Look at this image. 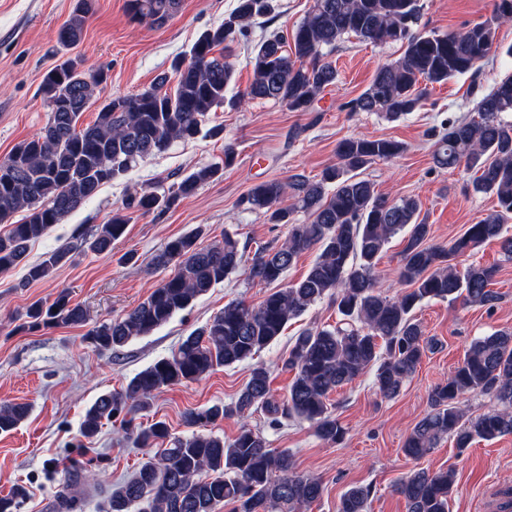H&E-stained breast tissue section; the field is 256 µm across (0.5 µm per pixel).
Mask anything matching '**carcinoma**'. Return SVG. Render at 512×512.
Returning <instances> with one entry per match:
<instances>
[{"instance_id": "carcinoma-1", "label": "carcinoma", "mask_w": 512, "mask_h": 512, "mask_svg": "<svg viewBox=\"0 0 512 512\" xmlns=\"http://www.w3.org/2000/svg\"><path fill=\"white\" fill-rule=\"evenodd\" d=\"M180 0H127L132 19L163 24ZM419 0H313L299 24L285 37L264 38L253 45L252 80L229 97L233 70L226 61L231 45L249 40L259 17L272 13V0H237L219 24L204 30L189 58L172 65L174 91L163 90L167 76L133 95H115L98 110L94 122L78 125L86 104L94 102L104 74L80 69L74 59L56 64L44 76L39 94L48 119L39 134L18 142L0 158V273L24 263L32 243L55 224L92 200L102 185L124 176L139 160L161 152L175 141L201 133L208 114L228 105L239 108L257 100H274L293 112H306L338 71L327 52L354 37L374 45L398 44L401 56L381 64L368 88L347 104L348 111L376 112L398 120L420 110L426 86L445 84L471 74L479 88L478 64L496 43L497 28L512 22V0H493L489 19L459 30L416 31ZM92 0H74L58 44L68 48L83 37ZM512 73L481 96L476 115L450 121L434 150L439 167L465 164L473 190L496 199V208L447 245L429 243L430 225L420 218V201L412 196L388 200L359 171L376 161L400 157L406 146L392 138L349 137L336 146L338 163L311 180L301 173L283 183L272 179L254 184L238 201L245 211H260L287 233L248 255L232 234L207 246L199 244L201 226L169 239L152 258L158 268H173L151 293L123 315L105 321L86 335L100 350L121 348L167 324L241 269L248 279L271 287L257 306L232 300L224 310L181 341L169 357L138 372L127 385L100 395L86 410L80 426L84 437L95 436L102 422L122 418L125 438L135 448L162 445L128 479L116 485L105 512H298L321 499L319 478L295 470L291 455L270 447L263 433L248 423L263 412L270 424L298 417L309 422L318 438L339 443L345 428L336 418L331 395L369 370L385 397L397 396L415 374L426 353L439 342L425 336L414 311L434 299L461 301L465 306L493 310L501 294L491 288L496 266L464 263V257L490 239L512 260V236L504 224L512 217ZM235 151L224 147V159L198 168L170 187L168 193L133 192L112 211L88 248L112 251L133 215L162 213L198 188L223 176L235 162ZM24 217L13 221L15 213ZM303 212L310 222H296ZM403 235L401 264L395 271L406 289L389 296L382 291L378 262L393 236ZM319 253L306 275L284 283L286 273L312 248ZM72 247L62 245L27 267L18 287L49 277L66 263ZM329 300L346 327L303 330L285 360L293 372L288 394L277 398L269 371L252 368L250 377L231 402L189 409L183 424L191 429L175 436L163 420L147 426L135 416L151 408L154 398L177 385L201 380L214 370L245 362L273 343L288 325L312 306ZM85 310L62 289L52 302L37 301L26 311L20 331L86 322ZM483 392L501 404L468 417L460 406L469 393ZM429 411L408 432L404 455L420 460L443 438L462 453L478 441L512 434V331H496L475 340L446 381L428 395ZM26 403L0 405V433L16 429L30 414ZM237 417L240 426L229 441L214 427ZM396 492L407 512H449L456 493L452 469L431 472L415 468L403 476ZM27 490L18 485L0 497V512H18ZM372 487L353 486L340 497L336 512H367Z\"/></svg>"}]
</instances>
